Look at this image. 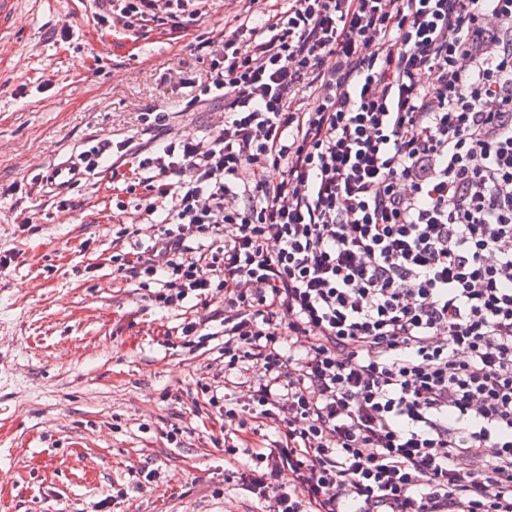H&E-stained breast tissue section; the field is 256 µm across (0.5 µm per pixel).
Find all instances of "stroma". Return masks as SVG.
<instances>
[{
    "label": "stroma",
    "instance_id": "stroma-1",
    "mask_svg": "<svg viewBox=\"0 0 512 512\" xmlns=\"http://www.w3.org/2000/svg\"><path fill=\"white\" fill-rule=\"evenodd\" d=\"M95 5L14 0L0 18V255L13 258L0 273V512H256L229 481L219 423L191 411L219 321L185 349L183 316L112 263L117 231L150 221L133 166L84 179L62 208L38 183L101 139L146 142V108L203 136L217 102L181 110L239 4L135 34L99 23ZM141 468L153 480L127 492Z\"/></svg>",
    "mask_w": 512,
    "mask_h": 512
}]
</instances>
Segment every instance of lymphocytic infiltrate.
Returning a JSON list of instances; mask_svg holds the SVG:
<instances>
[{"label":"lymphocytic infiltrate","mask_w":512,"mask_h":512,"mask_svg":"<svg viewBox=\"0 0 512 512\" xmlns=\"http://www.w3.org/2000/svg\"><path fill=\"white\" fill-rule=\"evenodd\" d=\"M209 2L100 20L176 29ZM247 3L194 97L222 124L153 109L157 144L81 153L90 176L133 160L147 214L177 199L113 261L220 316L204 390L259 512H512V0ZM221 102L219 101H212L205 105L196 106L194 107V112L190 111L188 113H193L188 115L186 118L179 117L176 119V122L180 123L179 127L183 131L184 134L193 136V137H201L207 132V125L210 119L213 117H210V114L212 111L216 110L217 108L221 107Z\"/></svg>","instance_id":"1"}]
</instances>
